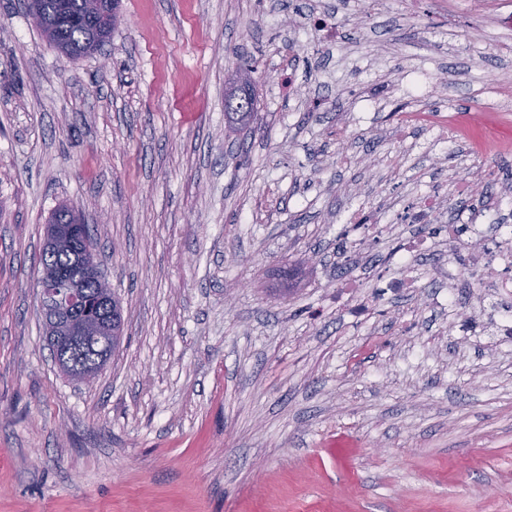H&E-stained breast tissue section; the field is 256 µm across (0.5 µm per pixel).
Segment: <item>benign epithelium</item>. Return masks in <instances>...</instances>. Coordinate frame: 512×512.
<instances>
[{
	"label": "benign epithelium",
	"mask_w": 512,
	"mask_h": 512,
	"mask_svg": "<svg viewBox=\"0 0 512 512\" xmlns=\"http://www.w3.org/2000/svg\"><path fill=\"white\" fill-rule=\"evenodd\" d=\"M91 13L108 19L111 26L119 20L114 0H94ZM47 252H73L87 260L91 277L102 286L94 308H89L82 285L66 281L60 267H44L37 281L39 310L47 326V335L53 337L55 363L67 375L79 380L94 379L106 366L107 354L99 353L89 363L77 361L87 336H96L108 342L112 336V305L114 296L101 277L97 267L93 242L78 221L70 224H51L46 232Z\"/></svg>",
	"instance_id": "1"
}]
</instances>
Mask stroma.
<instances>
[{
    "mask_svg": "<svg viewBox=\"0 0 512 512\" xmlns=\"http://www.w3.org/2000/svg\"><path fill=\"white\" fill-rule=\"evenodd\" d=\"M119 12L109 42L70 60L24 0H0V512H512V344L453 321L432 289L391 295L379 272L414 227L361 256L347 223L378 200L389 224L482 166L421 128L383 166L397 111L416 107L391 88L428 72L431 105L483 112L512 85V0ZM242 58L258 120L232 132ZM62 206L93 226L124 319L88 383L55 365L35 289ZM349 278L369 318L337 304Z\"/></svg>",
    "mask_w": 512,
    "mask_h": 512,
    "instance_id": "obj_1",
    "label": "stroma"
}]
</instances>
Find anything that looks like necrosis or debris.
Returning <instances> with one entry per match:
<instances>
[{"instance_id": "1", "label": "necrosis or debris", "mask_w": 512, "mask_h": 512, "mask_svg": "<svg viewBox=\"0 0 512 512\" xmlns=\"http://www.w3.org/2000/svg\"><path fill=\"white\" fill-rule=\"evenodd\" d=\"M428 76H420L405 92L418 104L405 113L401 126L430 124L439 142L445 143L454 133L453 115L430 111L426 105ZM467 177L453 175L445 194H426L404 206L397 213L401 224H431L448 212L451 202L467 194ZM436 247L423 233L402 243L404 259L397 274L388 278L386 286L394 294L407 296L427 284L443 281L455 284L466 281L470 290L472 310L492 309L494 334L498 339L512 341V224H498L493 234H486L482 223L472 225L467 240L449 234L440 265L425 270L417 266V258L433 254Z\"/></svg>"}]
</instances>
